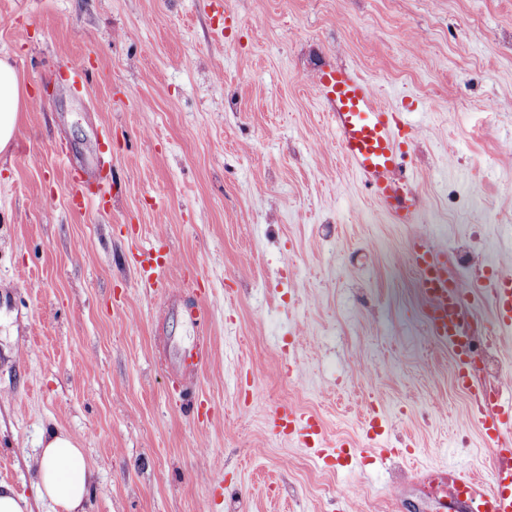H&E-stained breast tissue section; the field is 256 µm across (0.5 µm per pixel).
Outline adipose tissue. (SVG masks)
<instances>
[{"label":"adipose tissue","mask_w":512,"mask_h":512,"mask_svg":"<svg viewBox=\"0 0 512 512\" xmlns=\"http://www.w3.org/2000/svg\"><path fill=\"white\" fill-rule=\"evenodd\" d=\"M30 102L16 69L8 60L0 59V154L9 152L20 114ZM35 453L34 486L38 496L50 504L52 512H84L94 470L77 440L57 428L40 439Z\"/></svg>","instance_id":"1"}]
</instances>
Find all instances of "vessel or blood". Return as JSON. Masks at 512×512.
I'll list each match as a JSON object with an SVG mask.
<instances>
[{"label":"vessel or blood","instance_id":"vessel-or-blood-1","mask_svg":"<svg viewBox=\"0 0 512 512\" xmlns=\"http://www.w3.org/2000/svg\"><path fill=\"white\" fill-rule=\"evenodd\" d=\"M320 103L331 111L336 142L343 159L364 184L380 212L398 224H412L421 207V197L411 175V149L406 138L410 128L403 113L380 104L367 82L354 68L331 67L315 77ZM408 259L418 275L426 333L447 347L458 379L471 403L470 416L495 456L492 481L473 472L449 469L452 491L444 506L447 512H512V403L488 405L483 385L470 377L472 344L466 321L475 313L477 295L492 297L496 306L497 331L512 329V271L495 278L464 285L448 273V250L430 239L412 238ZM206 360L203 350H185L173 374V384L182 394L193 391ZM274 424H287L288 437L298 445H321L324 428L320 418L293 407H277Z\"/></svg>","mask_w":512,"mask_h":512}]
</instances>
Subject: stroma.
I'll list each match as a JSON object with an SVG mask.
<instances>
[{
    "label": "stroma",
    "instance_id": "stroma-1",
    "mask_svg": "<svg viewBox=\"0 0 512 512\" xmlns=\"http://www.w3.org/2000/svg\"><path fill=\"white\" fill-rule=\"evenodd\" d=\"M230 6L0 0V58L42 104L0 157V480L50 512L34 450L59 427L95 469L86 512H437L428 473L494 463L406 248L512 269V0ZM336 63L416 126L418 223L381 214L339 153L312 86ZM72 171L99 202L72 207ZM198 345L196 415L171 376ZM282 405L338 457L271 431Z\"/></svg>",
    "mask_w": 512,
    "mask_h": 512
}]
</instances>
